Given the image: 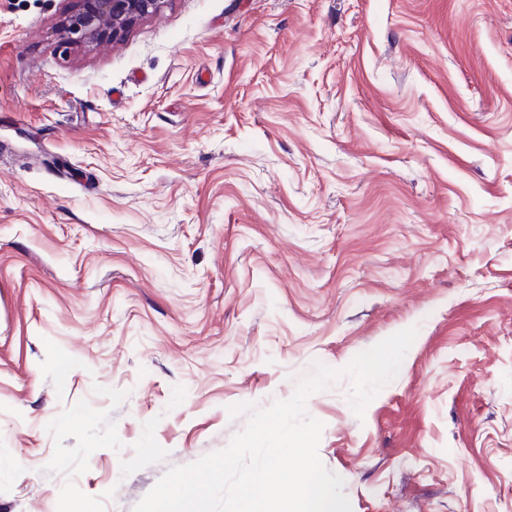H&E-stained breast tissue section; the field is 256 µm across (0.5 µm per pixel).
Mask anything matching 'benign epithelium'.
I'll list each match as a JSON object with an SVG mask.
<instances>
[{
  "label": "benign epithelium",
  "instance_id": "obj_1",
  "mask_svg": "<svg viewBox=\"0 0 512 512\" xmlns=\"http://www.w3.org/2000/svg\"><path fill=\"white\" fill-rule=\"evenodd\" d=\"M168 0H79L57 29L60 45L93 50L118 42L140 20L162 11Z\"/></svg>",
  "mask_w": 512,
  "mask_h": 512
}]
</instances>
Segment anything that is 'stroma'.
Instances as JSON below:
<instances>
[{
    "label": "stroma",
    "instance_id": "35a3bbf8",
    "mask_svg": "<svg viewBox=\"0 0 512 512\" xmlns=\"http://www.w3.org/2000/svg\"><path fill=\"white\" fill-rule=\"evenodd\" d=\"M77 6L0 0V512H134L317 362L352 512H512V0ZM57 29L61 46L93 50L118 42L140 20L162 11L168 0H79Z\"/></svg>",
    "mask_w": 512,
    "mask_h": 512
}]
</instances>
